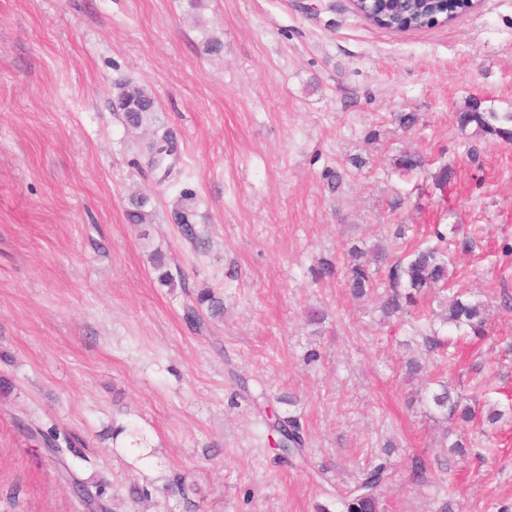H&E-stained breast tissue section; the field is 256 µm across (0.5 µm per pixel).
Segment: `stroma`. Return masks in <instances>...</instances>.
Here are the masks:
<instances>
[{
	"label": "stroma",
	"mask_w": 512,
	"mask_h": 512,
	"mask_svg": "<svg viewBox=\"0 0 512 512\" xmlns=\"http://www.w3.org/2000/svg\"><path fill=\"white\" fill-rule=\"evenodd\" d=\"M210 36L220 54H205ZM119 81L155 98L175 177L147 165L153 126L113 108ZM472 96L512 111V0L403 32L350 0H0V512H85L32 424L83 440L71 469L107 481L111 512H315L321 491L383 454L384 512L440 499L512 512V142L460 129ZM401 112L417 113L411 130ZM406 150L425 171L399 173ZM185 189L199 247L168 221ZM135 192L152 223L127 222ZM439 232L450 290L489 314L487 336L453 342L450 363L424 347L436 300L387 320L378 294L312 277L352 248L403 254ZM157 250L185 287L159 283ZM203 287L224 317L198 334L183 308ZM411 357L421 379L405 375ZM241 377L300 417L309 467L273 463ZM435 378L502 413L465 428L466 459L440 443ZM131 427L144 437L134 451ZM415 453L422 483L407 470Z\"/></svg>",
	"instance_id": "1"
}]
</instances>
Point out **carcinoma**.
Listing matches in <instances>:
<instances>
[{
    "mask_svg": "<svg viewBox=\"0 0 512 512\" xmlns=\"http://www.w3.org/2000/svg\"><path fill=\"white\" fill-rule=\"evenodd\" d=\"M409 8H400V0H388L379 5L374 21L379 27L393 31H407L433 24L435 18H442L455 10V5L444 0H409ZM114 107L123 114L126 124L140 128L153 121L155 99L148 91L139 86L118 82L114 85ZM458 123L465 130L471 126L478 132L497 136L512 142V112H496L481 108L473 103L466 111L458 113ZM170 141L167 134L154 135L149 143L152 163L158 167L165 159ZM426 160L419 154H403L398 169L405 173H417L425 169ZM194 193L185 190L181 193L180 203L170 214L171 223L178 226L184 237L198 240L195 228L196 212L193 207ZM148 197L134 194L129 199L126 218L130 224H145L151 216L147 211ZM438 244L418 246L404 256L390 255L388 246L377 243L364 253L352 250V260L343 269L338 270L335 262L324 259L316 271L318 278H331L342 272L345 285L356 298H363L383 285L385 288L381 301V311L386 318L400 317L420 303L425 296L441 292L448 287L450 262L448 242L444 234L435 231ZM153 269L158 273V281L170 287L180 284L186 287L184 276H175L168 267L165 256L156 251L152 254ZM440 319L454 330L465 336L482 338L487 335V309L479 299L456 292L441 302ZM224 317V298L209 288L192 294V303L184 311L188 326L201 332L207 328V320ZM431 391L434 408L451 424L470 423L476 418L475 409L463 402L461 397H453L448 384L438 380ZM253 403L267 430L272 460L278 465L296 466L306 462L305 434L299 419L280 413L271 404L259 399ZM33 438L40 440L44 448L53 456L62 460L66 453L81 456V439L71 433H62L55 428L47 431L36 427L30 430ZM71 483L82 492V503L104 512L108 505L104 500L105 489L99 484L92 490L87 483L77 479L69 466H64ZM390 475V465L384 459L371 462L362 472L355 485L349 489L336 491V509L327 504L316 505V512H383L380 491Z\"/></svg>",
    "mask_w": 512,
    "mask_h": 512,
    "instance_id": "carcinoma-1",
    "label": "carcinoma"
}]
</instances>
